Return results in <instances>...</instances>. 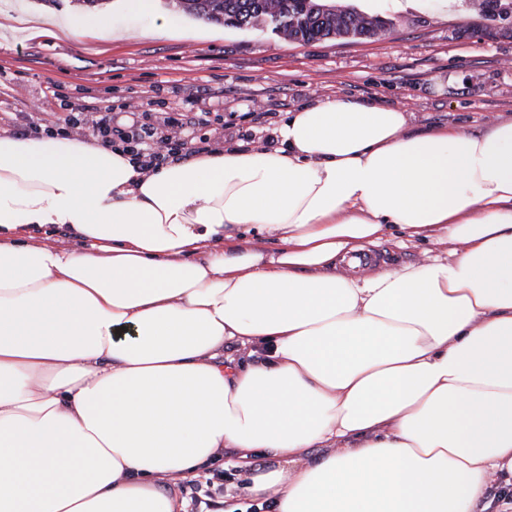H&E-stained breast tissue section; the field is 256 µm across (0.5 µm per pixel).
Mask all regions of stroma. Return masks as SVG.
Returning a JSON list of instances; mask_svg holds the SVG:
<instances>
[{
    "instance_id": "stroma-1",
    "label": "stroma",
    "mask_w": 512,
    "mask_h": 512,
    "mask_svg": "<svg viewBox=\"0 0 512 512\" xmlns=\"http://www.w3.org/2000/svg\"><path fill=\"white\" fill-rule=\"evenodd\" d=\"M464 4V15L447 16L379 0L375 14L386 26L378 36L298 43L268 29L212 24L164 0L138 17L109 0L107 14L132 36L105 42L91 34L19 37L10 17L61 21L83 8L75 0L57 8L11 0L9 14L0 13V125L23 115L55 121L89 106L143 112L157 95L173 107L219 113L224 141L233 144L246 130L274 133L287 112L316 96L342 94L406 109L417 131L452 125L477 133L512 119V23L488 17L475 0ZM157 17L169 35L140 36ZM189 28L205 34L183 38Z\"/></svg>"
}]
</instances>
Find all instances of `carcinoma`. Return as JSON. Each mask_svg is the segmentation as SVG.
<instances>
[{
	"label": "carcinoma",
	"instance_id": "cac0c4a2",
	"mask_svg": "<svg viewBox=\"0 0 512 512\" xmlns=\"http://www.w3.org/2000/svg\"><path fill=\"white\" fill-rule=\"evenodd\" d=\"M319 0H178L177 7L201 20L232 27L262 28L274 15H286L292 25L281 33L293 42L333 38L363 39L385 27L378 17L364 18L354 9L333 5L314 11Z\"/></svg>",
	"mask_w": 512,
	"mask_h": 512
}]
</instances>
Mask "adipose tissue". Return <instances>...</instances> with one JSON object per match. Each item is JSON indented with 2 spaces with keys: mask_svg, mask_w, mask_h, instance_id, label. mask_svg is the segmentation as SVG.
<instances>
[{
  "mask_svg": "<svg viewBox=\"0 0 512 512\" xmlns=\"http://www.w3.org/2000/svg\"><path fill=\"white\" fill-rule=\"evenodd\" d=\"M275 135L147 169L0 134V512H185L225 455L273 512L512 505V120L335 94ZM395 228L442 250L364 273Z\"/></svg>",
  "mask_w": 512,
  "mask_h": 512,
  "instance_id": "ef3b65f1",
  "label": "adipose tissue"
}]
</instances>
